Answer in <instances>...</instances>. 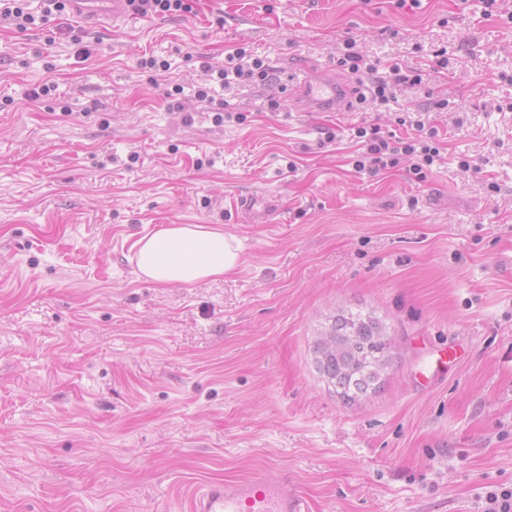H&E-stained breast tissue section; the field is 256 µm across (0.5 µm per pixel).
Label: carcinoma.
Masks as SVG:
<instances>
[{
    "instance_id": "1",
    "label": "carcinoma",
    "mask_w": 512,
    "mask_h": 512,
    "mask_svg": "<svg viewBox=\"0 0 512 512\" xmlns=\"http://www.w3.org/2000/svg\"><path fill=\"white\" fill-rule=\"evenodd\" d=\"M312 350L317 371L345 405L380 389L395 358L378 317L343 308L327 317Z\"/></svg>"
}]
</instances>
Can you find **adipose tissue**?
I'll return each mask as SVG.
<instances>
[{
    "label": "adipose tissue",
    "instance_id": "adipose-tissue-1",
    "mask_svg": "<svg viewBox=\"0 0 512 512\" xmlns=\"http://www.w3.org/2000/svg\"><path fill=\"white\" fill-rule=\"evenodd\" d=\"M135 262L148 280L192 285L233 272L239 265V247L223 229L173 224L140 239Z\"/></svg>",
    "mask_w": 512,
    "mask_h": 512
}]
</instances>
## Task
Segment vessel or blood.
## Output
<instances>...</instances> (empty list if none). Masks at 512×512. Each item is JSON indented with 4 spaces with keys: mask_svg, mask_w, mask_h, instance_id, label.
I'll return each instance as SVG.
<instances>
[{
    "mask_svg": "<svg viewBox=\"0 0 512 512\" xmlns=\"http://www.w3.org/2000/svg\"><path fill=\"white\" fill-rule=\"evenodd\" d=\"M75 15L90 22L100 19L126 22L127 0H72ZM300 102L307 109L342 111L346 88L330 71L304 77ZM190 512H309L307 500L288 475L268 469L241 482H212L191 500Z\"/></svg>",
    "mask_w": 512,
    "mask_h": 512,
    "instance_id": "obj_1",
    "label": "vessel or blood"
}]
</instances>
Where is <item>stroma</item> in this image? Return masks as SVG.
Instances as JSON below:
<instances>
[{
  "label": "stroma",
  "mask_w": 512,
  "mask_h": 512,
  "mask_svg": "<svg viewBox=\"0 0 512 512\" xmlns=\"http://www.w3.org/2000/svg\"><path fill=\"white\" fill-rule=\"evenodd\" d=\"M189 4L0 26V512H189L266 467L311 512H481L512 489V20L483 0ZM348 38L422 83L387 112L300 110L304 75L354 84ZM240 46L271 78L218 125L188 89ZM151 55L170 70L139 69ZM420 116L443 146L424 180L352 168V128ZM242 196L274 201L270 223ZM170 224L222 227L239 268L141 278L136 242ZM339 307L374 312L396 354L350 406L312 353Z\"/></svg>",
  "instance_id": "35a3bbf8"
}]
</instances>
